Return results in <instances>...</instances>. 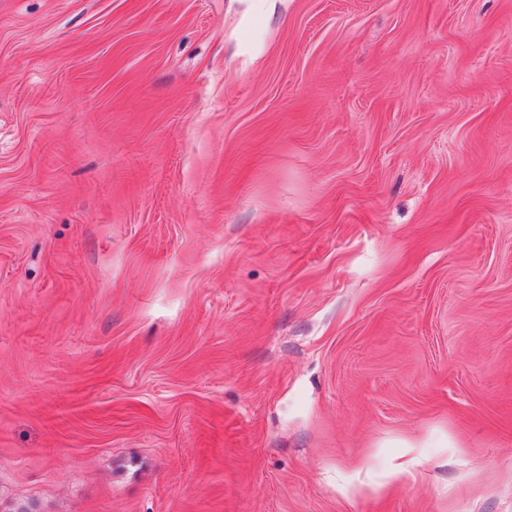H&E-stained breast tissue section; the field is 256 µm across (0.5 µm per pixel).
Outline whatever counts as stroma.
<instances>
[{"instance_id":"stroma-1","label":"stroma","mask_w":512,"mask_h":512,"mask_svg":"<svg viewBox=\"0 0 512 512\" xmlns=\"http://www.w3.org/2000/svg\"><path fill=\"white\" fill-rule=\"evenodd\" d=\"M13 502L512 512V0H0Z\"/></svg>"}]
</instances>
